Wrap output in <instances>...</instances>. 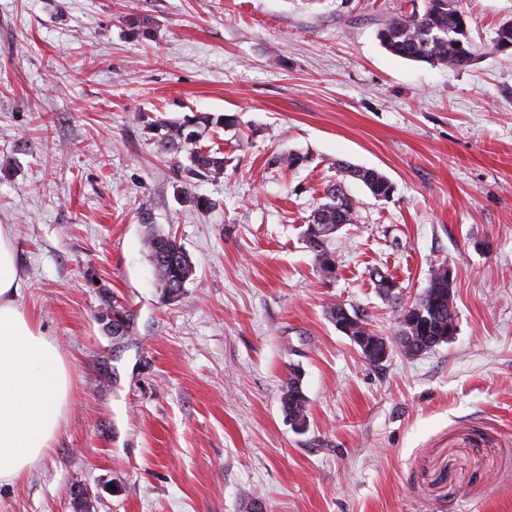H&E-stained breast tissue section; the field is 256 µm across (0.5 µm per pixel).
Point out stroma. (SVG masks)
<instances>
[{"label": "stroma", "instance_id": "stroma-1", "mask_svg": "<svg viewBox=\"0 0 512 512\" xmlns=\"http://www.w3.org/2000/svg\"><path fill=\"white\" fill-rule=\"evenodd\" d=\"M422 3L0 0V224L72 399L0 512H512V55L495 48L512 0H458L478 48L463 68L380 45ZM195 112L235 123L207 139L223 177L183 195L144 126ZM282 152L302 164L271 165ZM336 180L359 211L328 280L303 230ZM146 214L195 266L171 304ZM441 262L447 344L374 366L327 314L362 310L393 337L372 270L409 302ZM292 365L303 431L281 410ZM337 165L348 176L362 182L375 198H388L393 192L391 181L374 168H357L343 162Z\"/></svg>", "mask_w": 512, "mask_h": 512}]
</instances>
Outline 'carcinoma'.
<instances>
[{"label": "carcinoma", "instance_id": "obj_1", "mask_svg": "<svg viewBox=\"0 0 512 512\" xmlns=\"http://www.w3.org/2000/svg\"><path fill=\"white\" fill-rule=\"evenodd\" d=\"M380 44L391 54L412 61L446 65L450 68L468 65L475 52L458 48L469 43L466 17L457 8V0H426L423 12L413 11L385 24L378 33ZM234 123L232 116L224 113L197 112L181 120L151 123L146 129L156 137L160 151L175 159L179 171L186 178H219L224 175V153L202 148L201 141L208 132ZM348 176L362 182L376 198H387L393 192L391 181L374 168H357L338 163ZM359 201L349 195L339 182L329 184L324 192V202L310 215L304 230L307 247L315 254L323 275H328L329 265L335 258L329 248L336 226L353 223L357 218ZM147 229L146 242L149 259L155 270V284L165 302H176L184 294L186 284L194 273L189 255L177 244L175 237L154 229L149 218L143 219ZM438 295L452 299V281L448 279V265L440 263L430 272L428 284L416 300V306L425 312L432 309L431 299ZM403 309H398L394 341L408 357L418 356L448 342L450 327L457 326L455 311L448 306L436 311L426 322L424 333L404 325ZM281 408L290 424L297 428L306 426L308 398L302 388V374L289 368L282 379Z\"/></svg>", "mask_w": 512, "mask_h": 512}]
</instances>
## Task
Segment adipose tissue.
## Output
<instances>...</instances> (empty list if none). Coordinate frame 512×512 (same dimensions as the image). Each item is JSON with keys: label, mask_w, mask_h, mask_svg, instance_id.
<instances>
[{"label": "adipose tissue", "mask_w": 512, "mask_h": 512, "mask_svg": "<svg viewBox=\"0 0 512 512\" xmlns=\"http://www.w3.org/2000/svg\"><path fill=\"white\" fill-rule=\"evenodd\" d=\"M9 225H0V482L20 479L54 447L71 401L70 369L22 305Z\"/></svg>", "instance_id": "obj_1"}]
</instances>
